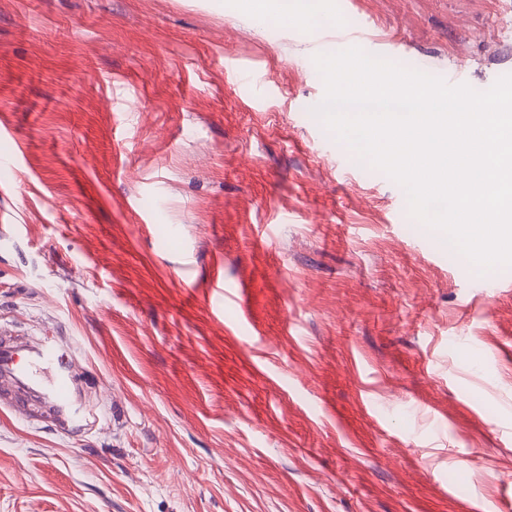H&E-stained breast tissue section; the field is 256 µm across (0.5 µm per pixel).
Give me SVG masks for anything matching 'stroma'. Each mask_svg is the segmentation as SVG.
I'll list each match as a JSON object with an SVG mask.
<instances>
[{
  "instance_id": "1",
  "label": "stroma",
  "mask_w": 512,
  "mask_h": 512,
  "mask_svg": "<svg viewBox=\"0 0 512 512\" xmlns=\"http://www.w3.org/2000/svg\"><path fill=\"white\" fill-rule=\"evenodd\" d=\"M304 11L0 0V330L70 343L99 414L0 407V512L512 503V269L397 212L313 112L341 32L489 89L512 0Z\"/></svg>"
}]
</instances>
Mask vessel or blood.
Listing matches in <instances>:
<instances>
[{"label": "vessel or blood", "instance_id": "b4317fda", "mask_svg": "<svg viewBox=\"0 0 512 512\" xmlns=\"http://www.w3.org/2000/svg\"><path fill=\"white\" fill-rule=\"evenodd\" d=\"M73 349L54 336L20 347L0 340V378L9 377L34 402L47 405L64 433H83L96 416L80 396Z\"/></svg>", "mask_w": 512, "mask_h": 512}]
</instances>
